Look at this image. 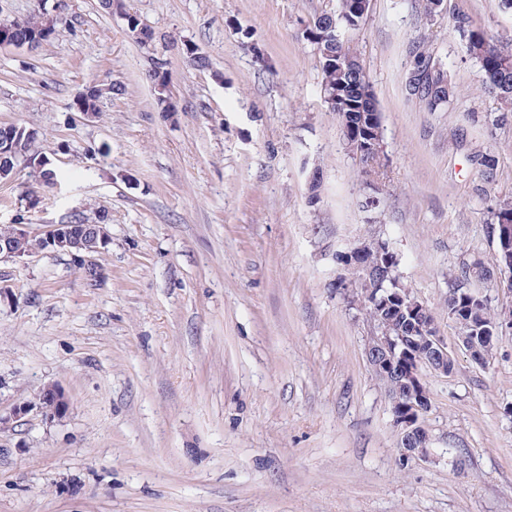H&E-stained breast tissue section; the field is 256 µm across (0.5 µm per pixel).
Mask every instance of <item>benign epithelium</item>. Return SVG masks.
<instances>
[{
  "instance_id": "7a95c632",
  "label": "benign epithelium",
  "mask_w": 512,
  "mask_h": 512,
  "mask_svg": "<svg viewBox=\"0 0 512 512\" xmlns=\"http://www.w3.org/2000/svg\"><path fill=\"white\" fill-rule=\"evenodd\" d=\"M40 246L28 252H15L9 245L0 244V260H16L52 249L74 256L79 262L84 277L96 280L102 270L91 256L109 244L107 225L97 224H53L40 237ZM408 288L385 289L386 300L404 304L412 316L414 330L408 335L392 334L388 329H375L368 337L365 354L373 372L398 373L399 390L389 394L392 404L393 424L399 430L402 462L412 459L426 460L430 449L417 447L425 428L422 418L430 408L429 394L422 384V368L432 365V371L448 375L454 362L448 346L439 334L433 312L424 304L409 298ZM68 400L59 388L48 386L39 395L37 409L47 418L63 415Z\"/></svg>"
}]
</instances>
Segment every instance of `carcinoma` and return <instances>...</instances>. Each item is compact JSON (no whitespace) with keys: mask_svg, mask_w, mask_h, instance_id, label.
Segmentation results:
<instances>
[{"mask_svg":"<svg viewBox=\"0 0 512 512\" xmlns=\"http://www.w3.org/2000/svg\"><path fill=\"white\" fill-rule=\"evenodd\" d=\"M361 0H338L334 13H325L313 19L306 27L303 37L316 49L322 75V90L329 111L336 114L340 123L344 145L347 151L359 160L361 174L366 177L380 166L378 163L382 139L381 114L374 104L371 86L358 61L355 49L345 38V32L360 25L367 10L358 8ZM40 28L38 17L11 27L14 42H27L29 32ZM467 55L474 59L484 73L485 85L507 107L512 106V46L494 40L485 31L468 25L467 33L461 37ZM410 72L416 75L421 91L416 98L430 112H436L449 105L457 95L450 71L435 57L430 49L419 51ZM120 90L116 85L106 91L89 87L77 100L86 112H97L107 94ZM15 157L12 166L26 162L31 155L32 141L26 133L28 127L16 125ZM470 164L481 179L488 183L496 176L498 160L490 152L475 153L469 158ZM494 216L499 224H512V200L495 202ZM6 240L16 251L26 252L35 246V240L17 237L11 224L0 225V242ZM372 265L383 266V278H371L365 283V290L376 293L380 288H404L398 272L399 262L386 261L375 252L367 256ZM486 274L485 263L475 259L464 264L448 277V304L452 308V321L458 329V338L476 344L488 358L492 357L498 336L503 329L499 324V313L491 310L485 296L472 290V283L481 282ZM364 315L374 324L389 326L408 333L410 325L406 313L392 307L379 308L368 305Z\"/></svg>","mask_w":512,"mask_h":512,"instance_id":"cac0c4a2","label":"carcinoma"}]
</instances>
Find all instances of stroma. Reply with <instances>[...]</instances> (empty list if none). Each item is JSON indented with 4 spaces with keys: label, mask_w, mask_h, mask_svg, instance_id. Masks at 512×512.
<instances>
[{
    "label": "stroma",
    "mask_w": 512,
    "mask_h": 512,
    "mask_svg": "<svg viewBox=\"0 0 512 512\" xmlns=\"http://www.w3.org/2000/svg\"><path fill=\"white\" fill-rule=\"evenodd\" d=\"M126 2L174 46L142 47L101 0H0V21L42 12L60 32L0 47V124L35 129L55 176L0 179V224L41 234L77 213L110 237L94 283L62 252L0 261V414L31 407L0 432V512H512V331L483 367L448 318L449 273L492 260L491 208L512 198V123H485L500 103L452 16L512 43V13L371 0L348 34L387 158L370 209L302 36L337 0ZM424 43L459 88L441 112L404 87ZM155 51L173 112L148 78ZM109 84L121 91L99 112H77ZM486 149L488 185L468 161ZM371 238L389 241L454 361L422 372L431 454L405 465L365 356L372 326L336 288L337 254ZM50 385L63 417L35 408Z\"/></svg>",
    "instance_id": "35a3bbf8"
}]
</instances>
